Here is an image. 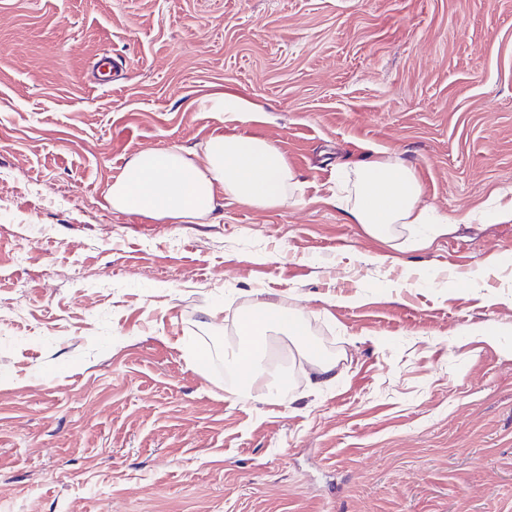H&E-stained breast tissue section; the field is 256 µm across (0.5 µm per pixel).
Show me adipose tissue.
Segmentation results:
<instances>
[{
	"label": "adipose tissue",
	"instance_id": "1",
	"mask_svg": "<svg viewBox=\"0 0 512 512\" xmlns=\"http://www.w3.org/2000/svg\"><path fill=\"white\" fill-rule=\"evenodd\" d=\"M204 164L175 149L146 150L136 155L113 183L112 205L120 210L200 220L216 208V190L236 200L269 208L286 204L297 186L280 149L256 138L215 135L204 145ZM350 216L374 236L389 235L395 224L433 223L446 234L447 219L431 220L421 204L414 173L397 161H372L357 167L349 190ZM245 335L257 327L278 326L287 335H304L285 306L255 301L246 313Z\"/></svg>",
	"mask_w": 512,
	"mask_h": 512
}]
</instances>
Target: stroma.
Listing matches in <instances>:
<instances>
[{
    "mask_svg": "<svg viewBox=\"0 0 512 512\" xmlns=\"http://www.w3.org/2000/svg\"><path fill=\"white\" fill-rule=\"evenodd\" d=\"M218 134L278 145L299 191L113 208L137 154ZM384 158L448 234L336 206ZM508 189L512 0H0V512H512ZM259 290L332 383L273 330L275 401L225 384Z\"/></svg>",
    "mask_w": 512,
    "mask_h": 512,
    "instance_id": "obj_1",
    "label": "stroma"
}]
</instances>
